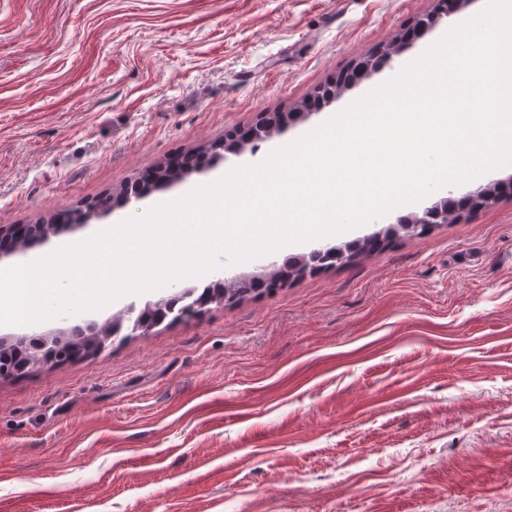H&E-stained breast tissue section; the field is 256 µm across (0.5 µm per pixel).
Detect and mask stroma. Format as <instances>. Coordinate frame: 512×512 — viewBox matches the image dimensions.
Returning <instances> with one entry per match:
<instances>
[{
  "instance_id": "stroma-1",
  "label": "stroma",
  "mask_w": 512,
  "mask_h": 512,
  "mask_svg": "<svg viewBox=\"0 0 512 512\" xmlns=\"http://www.w3.org/2000/svg\"><path fill=\"white\" fill-rule=\"evenodd\" d=\"M434 0H0V225L115 194L299 105ZM447 22L258 150L0 258H42L257 163L396 75ZM268 254L79 314L269 274ZM0 512H512V196L271 295L0 379Z\"/></svg>"
}]
</instances>
